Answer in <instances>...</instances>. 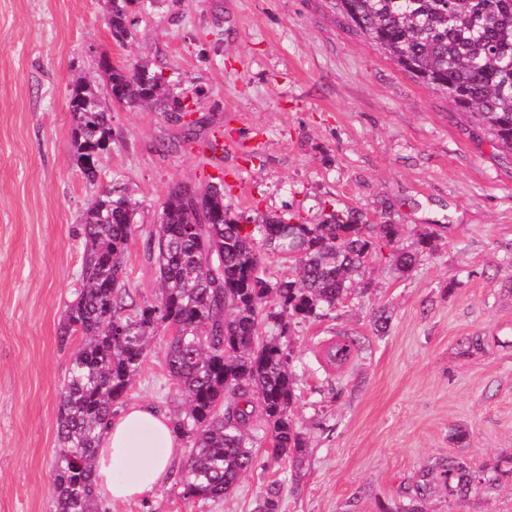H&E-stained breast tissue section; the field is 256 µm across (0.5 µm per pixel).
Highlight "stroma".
<instances>
[{
  "mask_svg": "<svg viewBox=\"0 0 512 512\" xmlns=\"http://www.w3.org/2000/svg\"><path fill=\"white\" fill-rule=\"evenodd\" d=\"M108 10V0H0V512H55L59 395L74 350L59 336L81 286L78 227L115 178L137 203L125 272L140 302L154 300L156 278L143 232L180 183H220L233 210L305 224L346 205L375 223L388 199L403 245L427 226L439 239L406 272L382 251L365 269L369 292L294 325L299 470L274 461L258 430L256 463L224 499L187 500L167 482L104 512H257L274 481L279 512H386L436 459L477 468L511 457L512 152L363 39L336 0H161L135 9L123 46ZM105 53L161 73L188 100L198 139L183 142L182 124L154 106L110 103L112 144L90 181L73 161L67 97L79 78L105 90ZM213 138L224 150H206ZM169 140L176 149L161 150ZM344 334L354 357L325 370L321 344ZM477 335L483 351L464 355ZM168 339L155 337L123 406L180 407ZM424 508L512 512V484L458 506L439 487Z\"/></svg>",
  "mask_w": 512,
  "mask_h": 512,
  "instance_id": "35a3bbf8",
  "label": "stroma"
}]
</instances>
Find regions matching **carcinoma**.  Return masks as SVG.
<instances>
[{"label": "carcinoma", "instance_id": "cac0c4a2", "mask_svg": "<svg viewBox=\"0 0 512 512\" xmlns=\"http://www.w3.org/2000/svg\"><path fill=\"white\" fill-rule=\"evenodd\" d=\"M135 0H111L107 25L125 44ZM355 29L379 45L403 72L448 95L457 109L512 151V0H338ZM110 98L129 106L151 103L167 114L187 111L181 97L145 66L106 70ZM73 158L96 177L112 141L111 112L86 82L72 84ZM136 203L117 179L83 212L82 288L66 313L60 343L77 336L60 394L58 452L52 482L55 512H99L94 488L99 432L111 419L139 372L161 327H175L166 349L167 369L184 408L173 431L190 440L191 452L175 477L182 497L224 498L252 469L248 448L255 413L276 459L298 469L305 449L291 414L296 398L291 348L258 336L261 320L290 330L292 320L328 316L351 289L365 263L395 243L399 226L373 224L354 207L324 214L319 224H293L277 214L257 221L224 202V184L179 186L162 206L161 223L146 231L154 265L155 301L138 305L125 282L128 243L136 232ZM437 232L419 233L412 248L396 247L391 261L413 268L436 247ZM298 252L296 275L266 279L264 255ZM277 308L265 310L268 297ZM512 482V457L476 469L460 458H440L403 490L399 512H423L442 484L458 504L478 490ZM280 485L266 490L260 512H278Z\"/></svg>", "mask_w": 512, "mask_h": 512}]
</instances>
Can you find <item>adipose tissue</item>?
<instances>
[{
	"instance_id": "1",
	"label": "adipose tissue",
	"mask_w": 512,
	"mask_h": 512,
	"mask_svg": "<svg viewBox=\"0 0 512 512\" xmlns=\"http://www.w3.org/2000/svg\"><path fill=\"white\" fill-rule=\"evenodd\" d=\"M179 454L177 435L155 407L120 410L100 440L97 493L106 501L149 498L172 478Z\"/></svg>"
}]
</instances>
